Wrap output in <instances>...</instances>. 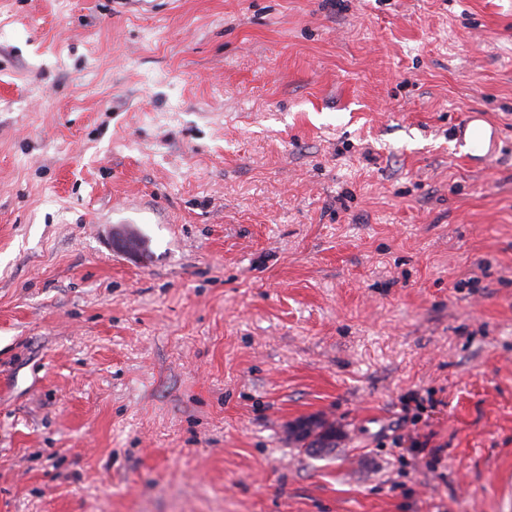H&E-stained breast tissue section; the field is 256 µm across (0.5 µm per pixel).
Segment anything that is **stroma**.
<instances>
[{"label":"stroma","instance_id":"35a3bbf8","mask_svg":"<svg viewBox=\"0 0 512 512\" xmlns=\"http://www.w3.org/2000/svg\"><path fill=\"white\" fill-rule=\"evenodd\" d=\"M0 512H512V0H0ZM483 123L487 122L481 112L467 111L465 119L456 128V134L471 158L487 164L494 157L499 133L493 125L488 123L487 129ZM289 433L294 441L300 444V447L307 448L305 453L309 456L322 457L311 450V448H316V445H325L320 448H336V427L318 416L298 421V425L294 429L290 428Z\"/></svg>","mask_w":512,"mask_h":512}]
</instances>
